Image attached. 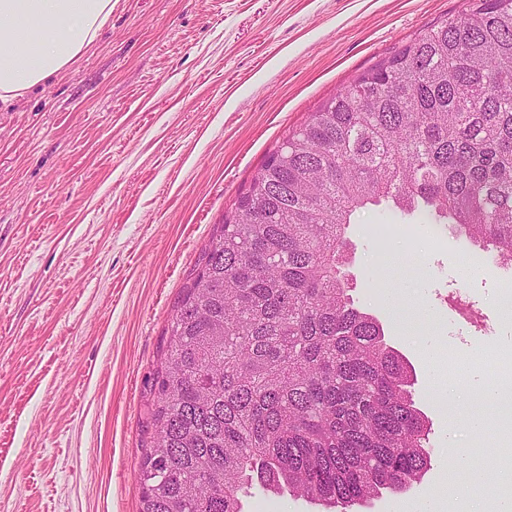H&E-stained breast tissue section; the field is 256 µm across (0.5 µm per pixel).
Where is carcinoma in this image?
<instances>
[{"mask_svg":"<svg viewBox=\"0 0 512 512\" xmlns=\"http://www.w3.org/2000/svg\"><path fill=\"white\" fill-rule=\"evenodd\" d=\"M390 202L512 256V0H467L327 98L224 217L148 404L140 512H241L253 478L348 512L431 464L413 369L344 271Z\"/></svg>","mask_w":512,"mask_h":512,"instance_id":"cac0c4a2","label":"carcinoma"}]
</instances>
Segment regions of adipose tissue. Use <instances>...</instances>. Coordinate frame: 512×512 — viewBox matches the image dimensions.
<instances>
[{
    "label": "adipose tissue",
    "instance_id": "obj_1",
    "mask_svg": "<svg viewBox=\"0 0 512 512\" xmlns=\"http://www.w3.org/2000/svg\"><path fill=\"white\" fill-rule=\"evenodd\" d=\"M112 0H0V106L50 84L112 18Z\"/></svg>",
    "mask_w": 512,
    "mask_h": 512
}]
</instances>
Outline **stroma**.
<instances>
[{"label": "stroma", "mask_w": 512, "mask_h": 512, "mask_svg": "<svg viewBox=\"0 0 512 512\" xmlns=\"http://www.w3.org/2000/svg\"><path fill=\"white\" fill-rule=\"evenodd\" d=\"M465 0H116L100 41L0 110V512H139V462L183 287L253 176L343 84ZM356 305L411 365L431 466L352 512H455L472 446L491 497H512V433L455 390L512 351V261L417 216L355 214ZM494 335L467 324L456 290ZM407 313L405 329L391 319ZM488 428L476 433L471 418ZM495 468H487L488 459ZM243 512H332L254 488Z\"/></svg>", "instance_id": "stroma-1"}]
</instances>
